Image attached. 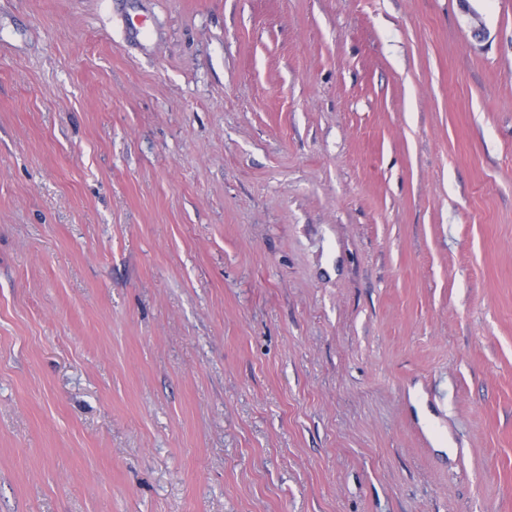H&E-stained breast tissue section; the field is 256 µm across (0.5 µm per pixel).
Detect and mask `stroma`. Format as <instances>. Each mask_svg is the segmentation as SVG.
<instances>
[{"mask_svg": "<svg viewBox=\"0 0 512 512\" xmlns=\"http://www.w3.org/2000/svg\"><path fill=\"white\" fill-rule=\"evenodd\" d=\"M0 512H512V0H0Z\"/></svg>", "mask_w": 512, "mask_h": 512, "instance_id": "35a3bbf8", "label": "stroma"}]
</instances>
